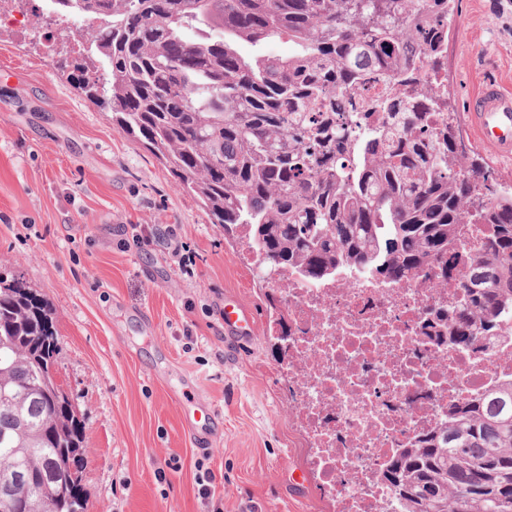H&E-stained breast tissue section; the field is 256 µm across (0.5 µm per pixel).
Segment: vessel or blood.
Here are the masks:
<instances>
[{
  "label": "vessel or blood",
  "mask_w": 512,
  "mask_h": 512,
  "mask_svg": "<svg viewBox=\"0 0 512 512\" xmlns=\"http://www.w3.org/2000/svg\"><path fill=\"white\" fill-rule=\"evenodd\" d=\"M467 117L470 133L479 145L490 148L494 156H512V93L497 83H486L472 99ZM254 330L249 311L236 302L225 303V334L248 335Z\"/></svg>",
  "instance_id": "b4317fda"
}]
</instances>
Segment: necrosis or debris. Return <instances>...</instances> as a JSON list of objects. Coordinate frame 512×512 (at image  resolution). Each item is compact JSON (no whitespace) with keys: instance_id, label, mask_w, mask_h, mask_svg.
<instances>
[{"instance_id":"necrosis-or-debris-1","label":"necrosis or debris","mask_w":512,"mask_h":512,"mask_svg":"<svg viewBox=\"0 0 512 512\" xmlns=\"http://www.w3.org/2000/svg\"><path fill=\"white\" fill-rule=\"evenodd\" d=\"M458 279L412 274L391 284L348 274L311 283L280 273L271 288L293 338L292 419L336 512H399L379 474L394 449L448 413L449 404L512 379V345L449 350L430 337L432 312L448 308Z\"/></svg>"}]
</instances>
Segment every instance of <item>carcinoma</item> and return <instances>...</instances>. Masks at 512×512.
<instances>
[{
	"label": "carcinoma",
	"instance_id": "obj_1",
	"mask_svg": "<svg viewBox=\"0 0 512 512\" xmlns=\"http://www.w3.org/2000/svg\"><path fill=\"white\" fill-rule=\"evenodd\" d=\"M452 0H52L97 28L74 80L151 151L212 223L246 229L263 259L318 282L363 271L446 277L461 226L489 225L455 306L429 326L477 353L512 319V192L468 161L441 83L421 77L448 40ZM288 38L286 55L241 53ZM94 76H89V73ZM54 312L0 263V475L38 512H86L57 461L84 421L52 408ZM401 512H512V379L448 408L389 457Z\"/></svg>",
	"mask_w": 512,
	"mask_h": 512
}]
</instances>
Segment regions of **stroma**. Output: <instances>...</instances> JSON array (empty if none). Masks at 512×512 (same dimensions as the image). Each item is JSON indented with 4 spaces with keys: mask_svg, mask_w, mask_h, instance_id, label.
Returning <instances> with one entry per match:
<instances>
[{
    "mask_svg": "<svg viewBox=\"0 0 512 512\" xmlns=\"http://www.w3.org/2000/svg\"><path fill=\"white\" fill-rule=\"evenodd\" d=\"M42 0H0V262L55 311L56 371L85 424L87 512H209L195 462L224 472V512H334L291 418L294 383L274 347L275 309L237 235L71 81L69 25ZM441 79L453 111L487 79L512 91V0H454ZM173 233L139 249L133 227ZM235 300L257 332L228 338Z\"/></svg>",
    "mask_w": 512,
    "mask_h": 512,
    "instance_id": "stroma-1",
    "label": "stroma"
}]
</instances>
